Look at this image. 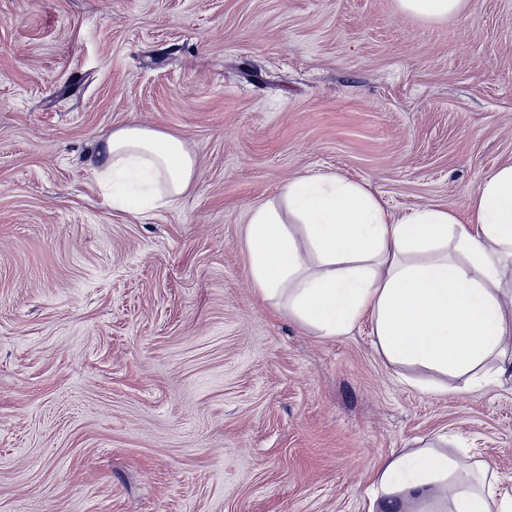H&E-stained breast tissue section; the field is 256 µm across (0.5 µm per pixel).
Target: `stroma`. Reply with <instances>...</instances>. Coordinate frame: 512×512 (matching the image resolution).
Masks as SVG:
<instances>
[{
    "mask_svg": "<svg viewBox=\"0 0 512 512\" xmlns=\"http://www.w3.org/2000/svg\"><path fill=\"white\" fill-rule=\"evenodd\" d=\"M128 124L194 154L173 207L94 181ZM509 161L512 0H0V512H368L424 440L512 495V364L408 385L370 318L324 338L264 300L246 244L297 177L399 217ZM471 0H397L401 12L428 22H438L464 12Z\"/></svg>",
    "mask_w": 512,
    "mask_h": 512,
    "instance_id": "obj_1",
    "label": "stroma"
}]
</instances>
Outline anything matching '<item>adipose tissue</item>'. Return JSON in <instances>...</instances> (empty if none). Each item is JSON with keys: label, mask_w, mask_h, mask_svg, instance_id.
Here are the masks:
<instances>
[{"label": "adipose tissue", "mask_w": 512, "mask_h": 512, "mask_svg": "<svg viewBox=\"0 0 512 512\" xmlns=\"http://www.w3.org/2000/svg\"><path fill=\"white\" fill-rule=\"evenodd\" d=\"M111 187L114 209L174 204L196 162L183 141L138 124L118 128L89 161ZM287 214L253 207L246 243L254 286L309 332L348 335L370 315L377 351L392 365L425 369L424 389L477 384L504 362L512 334V163L495 168L463 212L418 207L392 219L363 186L303 176L285 186ZM296 221L303 238L288 227ZM369 512H512L490 464L426 444L375 473Z\"/></svg>", "instance_id": "ef3b65f1"}]
</instances>
